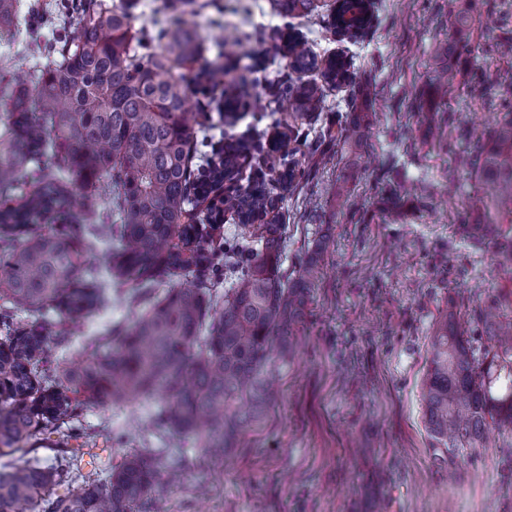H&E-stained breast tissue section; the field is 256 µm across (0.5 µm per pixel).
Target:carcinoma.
Wrapping results in <instances>:
<instances>
[{
  "label": "carcinoma",
  "instance_id": "cac0c4a2",
  "mask_svg": "<svg viewBox=\"0 0 512 512\" xmlns=\"http://www.w3.org/2000/svg\"><path fill=\"white\" fill-rule=\"evenodd\" d=\"M57 6L78 32L49 40L50 63L29 79L0 75V451L57 435L53 457L0 467V512H153L179 475L150 437L105 477L91 473L59 494L57 486L76 482L70 443L87 436V410L151 402L152 432L192 437L222 458L261 419L277 396L272 349L303 321L322 275L320 243L293 278L281 273L286 239L260 163L301 129L266 147L232 134L251 86L225 80L223 66L199 64L196 0H162L167 28L137 46L139 0ZM469 22L448 0V38L435 44L436 59L465 51ZM21 25L44 19L22 13L21 0H0V35ZM281 50L288 73L265 77L267 111L284 96L306 114L324 111L322 89L305 75L321 65L340 83L347 63L318 61L293 33ZM508 57L512 40L489 45L484 60ZM214 104L226 134L202 153L198 136ZM500 106L467 153L480 214L465 230L512 271V97ZM310 132L314 154L336 139L331 123ZM250 153L259 163L243 187L241 158ZM278 182L303 184L305 171L284 156ZM227 214L239 230L228 245ZM100 244L108 247L103 271L87 261ZM114 298L131 317L72 354L69 323ZM470 317L475 337L452 310L433 324L420 387L433 448L452 462L487 447L492 428L512 448V290L475 304Z\"/></svg>",
  "mask_w": 512,
  "mask_h": 512
}]
</instances>
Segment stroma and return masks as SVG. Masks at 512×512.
<instances>
[{"instance_id": "35a3bbf8", "label": "stroma", "mask_w": 512, "mask_h": 512, "mask_svg": "<svg viewBox=\"0 0 512 512\" xmlns=\"http://www.w3.org/2000/svg\"><path fill=\"white\" fill-rule=\"evenodd\" d=\"M311 15L293 23L321 57L341 55L351 80L326 90L327 109L313 126L334 122L336 140L322 148L318 167L309 150L290 141L287 151L310 172L306 185L284 189L282 231L288 247L285 273L297 270L308 246L327 235L324 277L311 289L306 315L291 337L288 357L276 358L280 396L263 419L248 427L220 460L203 457L193 442L165 434L162 446L181 471L155 512H512V464L490 432L488 447L456 470L434 451L423 418L420 384L430 328L449 303L469 329L468 307L512 289L491 249L467 240L461 223L472 221L478 189L461 162L456 127L447 146L436 143L437 122L456 114L479 129L498 107L495 96L446 99L434 84L440 64L433 45L448 36L447 0H374L360 33H334L328 21L335 0H315ZM226 11L199 9L204 41L201 63L220 60L223 33L241 28L249 38L239 50L236 77L287 69L269 39L282 20L275 0H226ZM472 17L469 51L452 63L458 80L470 79L491 40L512 37V0H464ZM47 56L28 36L0 45V67L28 76ZM252 110L239 132L275 138L277 122L293 106L265 112L262 85L251 89ZM369 154L351 162L345 141L355 113ZM433 183L438 196L405 193L413 181ZM349 194L337 197V182ZM146 405L95 408L83 426L120 427L128 449L140 446Z\"/></svg>"}]
</instances>
